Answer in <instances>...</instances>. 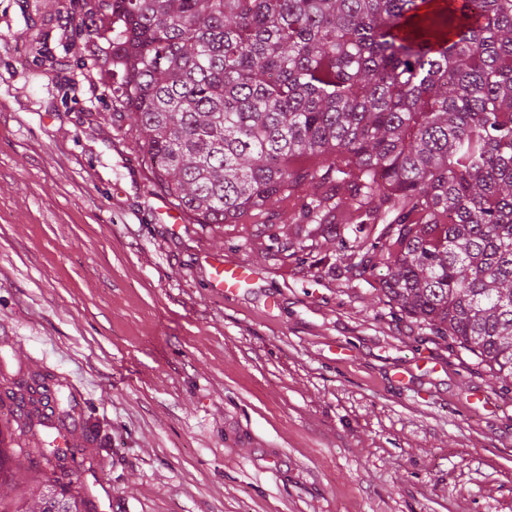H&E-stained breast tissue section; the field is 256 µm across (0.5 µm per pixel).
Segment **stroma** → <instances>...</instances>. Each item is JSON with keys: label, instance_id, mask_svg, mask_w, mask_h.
Listing matches in <instances>:
<instances>
[{"label": "stroma", "instance_id": "35a3bbf8", "mask_svg": "<svg viewBox=\"0 0 512 512\" xmlns=\"http://www.w3.org/2000/svg\"><path fill=\"white\" fill-rule=\"evenodd\" d=\"M105 12L0 0V430L33 378L72 404L71 447L14 434L0 512L46 474L91 512H512V393L400 317L386 267L273 246L302 197L158 223ZM212 252L255 283L210 296Z\"/></svg>", "mask_w": 512, "mask_h": 512}]
</instances>
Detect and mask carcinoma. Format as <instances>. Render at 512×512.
<instances>
[{"label":"carcinoma","mask_w":512,"mask_h":512,"mask_svg":"<svg viewBox=\"0 0 512 512\" xmlns=\"http://www.w3.org/2000/svg\"><path fill=\"white\" fill-rule=\"evenodd\" d=\"M112 86L160 190L297 235L512 384V0H111ZM314 157L311 166H296ZM38 512H88L57 480Z\"/></svg>","instance_id":"carcinoma-1"}]
</instances>
